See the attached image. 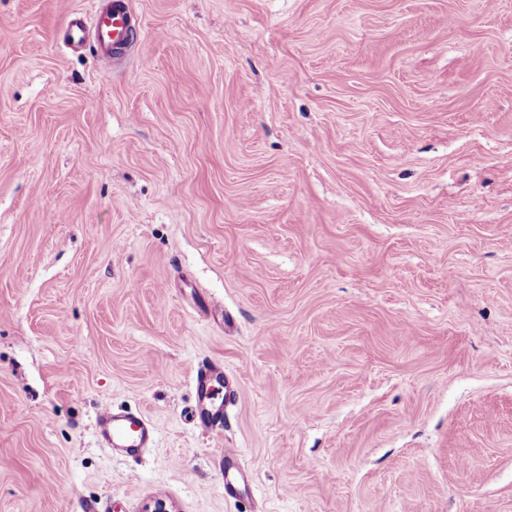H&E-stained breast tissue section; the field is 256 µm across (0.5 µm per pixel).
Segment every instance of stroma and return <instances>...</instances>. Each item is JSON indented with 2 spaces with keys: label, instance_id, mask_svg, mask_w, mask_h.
Wrapping results in <instances>:
<instances>
[{
  "label": "stroma",
  "instance_id": "35a3bbf8",
  "mask_svg": "<svg viewBox=\"0 0 512 512\" xmlns=\"http://www.w3.org/2000/svg\"><path fill=\"white\" fill-rule=\"evenodd\" d=\"M130 2L0 0V512H512V0ZM88 14L77 13L67 21L64 31L66 45L82 49L88 41L97 46L101 63L110 67L112 61L123 56L135 35L134 18L126 0H92ZM215 384H224V394L229 397L234 394L236 383L224 376V371L212 365L200 367L194 377L195 389V416L199 425L210 428L214 423L224 417V406H215L213 403ZM97 429L102 445L113 452L134 455L150 448L156 427L143 415L104 407L97 415Z\"/></svg>",
  "mask_w": 512,
  "mask_h": 512
}]
</instances>
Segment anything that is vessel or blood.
<instances>
[{"label": "vessel or blood", "instance_id": "obj_1", "mask_svg": "<svg viewBox=\"0 0 512 512\" xmlns=\"http://www.w3.org/2000/svg\"><path fill=\"white\" fill-rule=\"evenodd\" d=\"M135 35L134 18L126 0H95L89 13L70 17L64 40L71 49H82L94 43L101 63L111 66L114 59L123 56ZM223 387L225 395H233L236 384L222 369L205 365L194 377L195 416L202 428H210L224 417L223 407L214 405L216 387ZM97 429L104 447L127 455H134L152 447L157 431L143 415L104 407L97 415Z\"/></svg>", "mask_w": 512, "mask_h": 512}]
</instances>
